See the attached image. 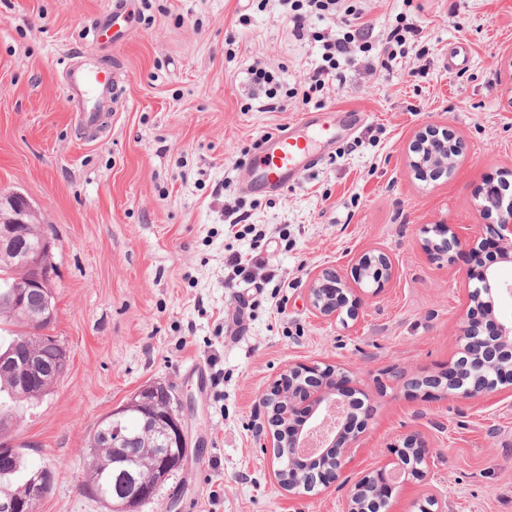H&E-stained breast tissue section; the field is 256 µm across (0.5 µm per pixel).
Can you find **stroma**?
I'll return each instance as SVG.
<instances>
[{
  "instance_id": "1",
  "label": "stroma",
  "mask_w": 512,
  "mask_h": 512,
  "mask_svg": "<svg viewBox=\"0 0 512 512\" xmlns=\"http://www.w3.org/2000/svg\"><path fill=\"white\" fill-rule=\"evenodd\" d=\"M112 0H0V192L23 193L53 238L52 333L68 371L9 438L30 464L54 471L38 512H111L82 493L95 424L152 383L171 388L188 442L183 467L139 512H344L348 486L390 463L404 437L432 451L421 478L398 485L389 512H512V388L471 398L409 381L453 366L470 305L468 243L494 238L498 215L477 196L512 182V0H362L375 35L397 15L424 28L387 70L341 64L310 103L301 90L321 62L310 17L297 39L274 6L256 0H130L126 40L92 39ZM467 61L447 67L448 50ZM119 64V96L86 133L64 87L74 52ZM272 68L281 110L248 109L251 63ZM368 113L337 151L279 194L251 195L236 161L299 114ZM450 130L451 174L419 179L409 146L419 131ZM242 200L268 225L275 278L240 295L225 287L224 253L250 241L224 230V203ZM450 225L462 242L442 263L423 227ZM388 256L393 276L356 318L316 314L309 286L359 256ZM344 371L364 400L362 433L345 476L312 493L282 490L263 445L260 397L291 365Z\"/></svg>"
}]
</instances>
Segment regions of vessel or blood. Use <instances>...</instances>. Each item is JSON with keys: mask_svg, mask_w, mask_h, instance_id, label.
<instances>
[{"mask_svg": "<svg viewBox=\"0 0 512 512\" xmlns=\"http://www.w3.org/2000/svg\"><path fill=\"white\" fill-rule=\"evenodd\" d=\"M68 91L76 93L84 110L86 126H98L105 106L117 93L119 79L111 68L83 66L69 62L64 72ZM367 119L366 113L343 112L339 125L322 122L317 115L306 113L291 122L282 132L265 137L257 153L245 164L250 174L248 189L252 194L281 192L318 161V143L335 142L338 126L356 127Z\"/></svg>", "mask_w": 512, "mask_h": 512, "instance_id": "obj_1", "label": "vessel or blood"}]
</instances>
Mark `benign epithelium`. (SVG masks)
I'll use <instances>...</instances> for the list:
<instances>
[{
    "instance_id": "7a95c632",
    "label": "benign epithelium",
    "mask_w": 512,
    "mask_h": 512,
    "mask_svg": "<svg viewBox=\"0 0 512 512\" xmlns=\"http://www.w3.org/2000/svg\"><path fill=\"white\" fill-rule=\"evenodd\" d=\"M429 144L418 142L413 152L420 155L418 164H427L437 172H446L453 168L454 158L448 156V149H456L452 135L448 132L439 134L431 131L426 134ZM484 211H496L498 230L494 245L500 259L512 261V198L507 200L502 194L486 199L482 205ZM450 235L448 246L440 252L429 253L430 258L439 262L453 247H459V241L452 228L447 224H434L424 230ZM54 242L48 233L37 224V212L29 199L18 191L0 193V257L13 260L17 257L26 262L29 276L13 285L10 290L12 304L25 306L26 297L36 292L40 297L38 306L30 309L35 328L32 335L15 339L8 348L0 351V364L15 369L19 382L29 385L34 378L45 373L37 356V348L47 342L60 348L65 357L71 352L67 346L51 333L55 312V268L52 262ZM356 288L365 284L372 288L371 295H377L392 275L389 258L383 254L365 253L359 257L351 268ZM469 281L477 285L469 292L470 301L504 296L512 297V285L499 276L496 267L487 264L478 269L473 267L465 272ZM311 308L323 318L338 319L342 314L352 316L361 304L360 296L353 293L347 277L337 270H325L313 281L309 290ZM499 346L479 336V329L473 324L463 327L465 338L464 350L469 352L471 374L482 378L481 383L462 392L465 397H472L484 391L498 388L504 382L489 375L496 368H512V317L494 321ZM337 381L335 369L327 366H290L280 378L273 380L260 398L262 406L268 409V428L264 447L286 448L287 466L290 472H299L302 465L316 462L318 458H331V465L322 472V480H337L344 473L349 455L358 439V430L347 425L350 411L345 409V402L335 397ZM129 404L112 410L105 420L112 423L110 432L112 446L120 448L131 443L119 426L121 417ZM18 415L0 416V472H12L18 463L17 454L9 449L3 439L10 436L17 425ZM148 424L160 434L158 446L161 455L157 470L151 477L140 480L139 472L121 467L116 476V495L103 491L100 498L109 504L112 512H138L141 504L151 500L157 488L176 469L183 466L187 439L180 410L172 403H167L161 418L150 419ZM406 450L400 452L397 461L386 470H380L374 476L360 479L354 489L350 490L345 512H359L356 503L361 485L375 482L377 485L388 484L393 472H404L413 477L423 473L430 459L429 449L408 441ZM42 472L30 475L26 487L32 498H44L49 492L47 484L41 478Z\"/></svg>"
}]
</instances>
